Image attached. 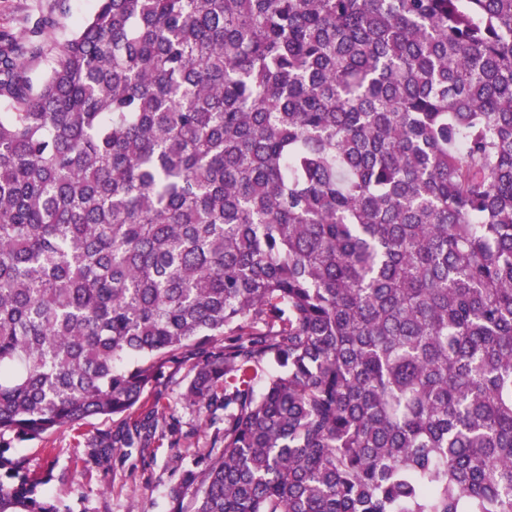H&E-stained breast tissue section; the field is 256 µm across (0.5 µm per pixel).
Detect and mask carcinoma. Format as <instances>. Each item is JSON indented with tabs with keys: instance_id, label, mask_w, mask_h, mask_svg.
I'll use <instances>...</instances> for the list:
<instances>
[{
	"instance_id": "cac0c4a2",
	"label": "carcinoma",
	"mask_w": 512,
	"mask_h": 512,
	"mask_svg": "<svg viewBox=\"0 0 512 512\" xmlns=\"http://www.w3.org/2000/svg\"><path fill=\"white\" fill-rule=\"evenodd\" d=\"M23 56L0 512H73L21 442L178 444L187 363L167 512H512V0H96Z\"/></svg>"
}]
</instances>
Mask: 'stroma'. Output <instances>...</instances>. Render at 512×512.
I'll return each instance as SVG.
<instances>
[{
  "instance_id": "1",
  "label": "stroma",
  "mask_w": 512,
  "mask_h": 512,
  "mask_svg": "<svg viewBox=\"0 0 512 512\" xmlns=\"http://www.w3.org/2000/svg\"><path fill=\"white\" fill-rule=\"evenodd\" d=\"M95 0H0V45L35 42L44 53L30 63V75L45 73L78 22L88 17ZM116 420L93 421L87 428L65 427L41 440L18 445L32 473L49 476L53 495L72 501L74 512H165L166 493L176 480V459L209 444L214 431L195 413L183 411L184 437L179 447L162 442L148 455L116 454L111 470L87 461L84 444L89 431L115 429Z\"/></svg>"
}]
</instances>
